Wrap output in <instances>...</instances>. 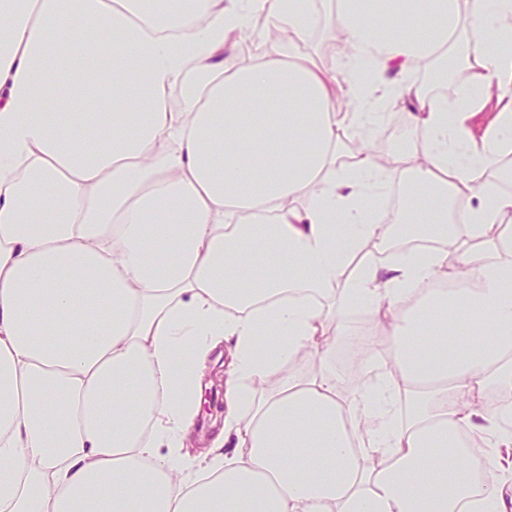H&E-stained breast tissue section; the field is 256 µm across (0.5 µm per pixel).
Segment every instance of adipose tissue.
<instances>
[{
  "label": "adipose tissue",
  "mask_w": 512,
  "mask_h": 512,
  "mask_svg": "<svg viewBox=\"0 0 512 512\" xmlns=\"http://www.w3.org/2000/svg\"><path fill=\"white\" fill-rule=\"evenodd\" d=\"M260 15L288 39L235 65L224 46ZM309 15L308 0H0V512H512V460L478 486L459 444L512 448V400L481 402L512 391V194L491 179L512 151V0H340L349 48L326 68L296 51ZM466 30L483 40L464 94L404 80ZM391 106L415 149L341 159L340 130ZM398 176L408 223L445 244L362 254L385 244L371 204ZM460 196L463 240L443 222ZM463 267L473 287L435 288ZM339 292L397 348L348 396L325 339L347 333L325 311ZM225 342L224 435L191 458ZM303 351L317 371L287 370Z\"/></svg>",
  "instance_id": "1"
}]
</instances>
